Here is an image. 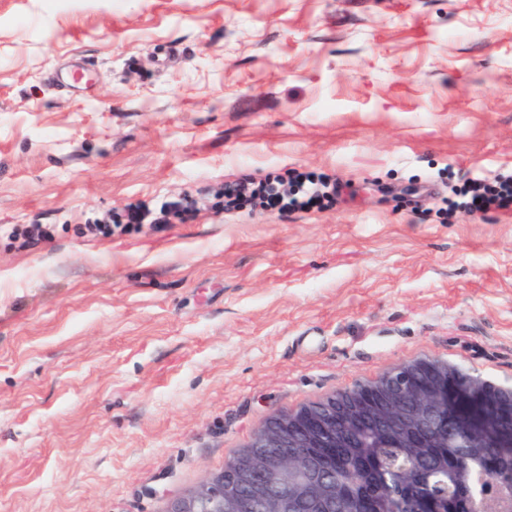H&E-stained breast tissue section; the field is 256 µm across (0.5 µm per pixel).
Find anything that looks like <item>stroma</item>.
<instances>
[{
	"label": "stroma",
	"mask_w": 512,
	"mask_h": 512,
	"mask_svg": "<svg viewBox=\"0 0 512 512\" xmlns=\"http://www.w3.org/2000/svg\"><path fill=\"white\" fill-rule=\"evenodd\" d=\"M292 170L335 201L225 209ZM510 170L512 0H0V512H165L425 356L512 384V211L441 213ZM188 211V203L180 198L166 202L160 209V217L150 222L155 230H162L170 224L171 217H180Z\"/></svg>",
	"instance_id": "stroma-1"
}]
</instances>
